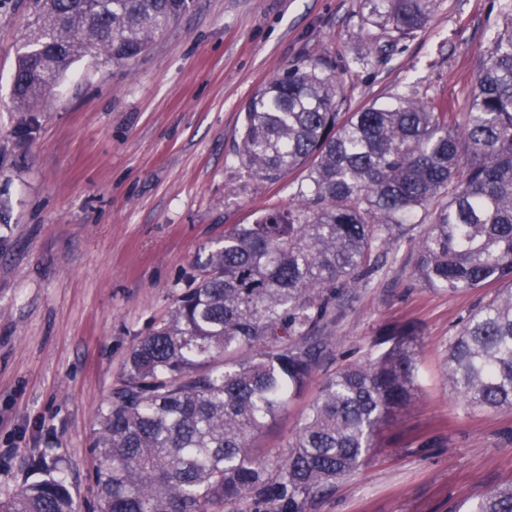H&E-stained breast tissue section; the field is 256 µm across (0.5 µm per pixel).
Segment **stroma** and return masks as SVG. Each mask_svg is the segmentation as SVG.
<instances>
[{"label": "stroma", "instance_id": "1", "mask_svg": "<svg viewBox=\"0 0 512 512\" xmlns=\"http://www.w3.org/2000/svg\"><path fill=\"white\" fill-rule=\"evenodd\" d=\"M512 0H434L416 34L390 41L357 0H193L128 64L74 61L45 100L19 106L13 74L33 0H0V498L64 463L80 512H98L97 415L135 344L170 318L231 224L287 206L302 172L270 183L237 154L243 102L305 59L332 62L343 109L411 94L468 109L475 73ZM406 237L329 328L314 386L256 434L287 456L316 383L374 354L383 330L418 333L422 390L386 423L371 462L309 512H466L512 479V411L456 400L451 336L492 289L448 295L411 275Z\"/></svg>", "mask_w": 512, "mask_h": 512}]
</instances>
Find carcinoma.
<instances>
[{
	"mask_svg": "<svg viewBox=\"0 0 512 512\" xmlns=\"http://www.w3.org/2000/svg\"><path fill=\"white\" fill-rule=\"evenodd\" d=\"M363 20L400 37L433 0H358ZM188 0H35L13 75L17 103L47 97L76 58L128 63ZM334 67L305 59L243 106L242 164L304 179L288 207L231 224L171 317L129 353L93 441L101 512H307L374 456L375 438L419 387L410 327L323 380L284 460L252 439L310 384L332 350L327 328L416 219L412 267L424 287L498 285L445 349L458 400L512 410V12L492 33L463 114L417 97L341 111ZM0 512H78L62 470L0 499ZM468 512H512V482Z\"/></svg>",
	"mask_w": 512,
	"mask_h": 512,
	"instance_id": "carcinoma-1",
	"label": "carcinoma"
}]
</instances>
